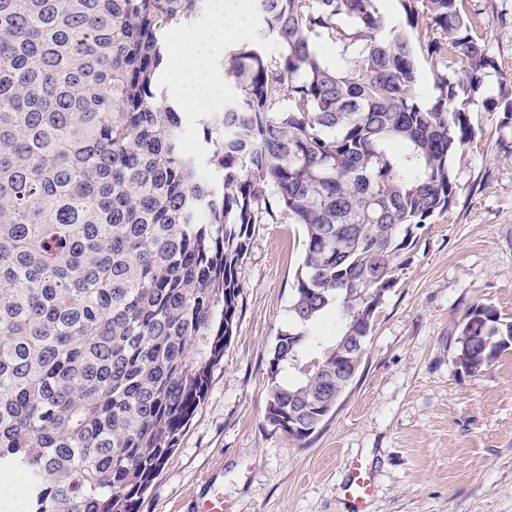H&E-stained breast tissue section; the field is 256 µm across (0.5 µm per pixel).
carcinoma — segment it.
I'll list each match as a JSON object with an SVG mask.
<instances>
[{
	"mask_svg": "<svg viewBox=\"0 0 512 512\" xmlns=\"http://www.w3.org/2000/svg\"><path fill=\"white\" fill-rule=\"evenodd\" d=\"M253 2L276 52L224 57L235 94L192 154L161 38L206 0H0V473L25 480L23 512H140L231 341L254 224L304 229L266 414L310 437L343 389L339 340L371 335L357 314L455 202L494 67L466 0H398V24L379 0ZM485 109L511 120L512 91ZM511 337L472 306L456 370Z\"/></svg>",
	"mask_w": 512,
	"mask_h": 512,
	"instance_id": "cac0c4a2",
	"label": "carcinoma"
}]
</instances>
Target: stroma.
<instances>
[{
  "instance_id": "1",
  "label": "stroma",
  "mask_w": 512,
  "mask_h": 512,
  "mask_svg": "<svg viewBox=\"0 0 512 512\" xmlns=\"http://www.w3.org/2000/svg\"><path fill=\"white\" fill-rule=\"evenodd\" d=\"M467 6L494 61L493 97L512 81V0ZM471 115L476 134L454 160L453 206L419 231L357 375L304 441L265 415L304 230L255 225L231 342L140 512H191L215 494L224 512H353L345 485L358 458L374 477L365 512H512V350L472 376L453 365L474 304L512 321V122L479 101Z\"/></svg>"
}]
</instances>
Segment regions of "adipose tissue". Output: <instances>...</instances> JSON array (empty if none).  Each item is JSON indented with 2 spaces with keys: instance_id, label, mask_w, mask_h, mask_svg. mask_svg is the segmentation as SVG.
<instances>
[{
  "instance_id": "adipose-tissue-1",
  "label": "adipose tissue",
  "mask_w": 512,
  "mask_h": 512,
  "mask_svg": "<svg viewBox=\"0 0 512 512\" xmlns=\"http://www.w3.org/2000/svg\"><path fill=\"white\" fill-rule=\"evenodd\" d=\"M243 25V16L215 8L202 28L189 33L171 60V73L189 110L202 112L218 107L209 59L233 42Z\"/></svg>"
}]
</instances>
